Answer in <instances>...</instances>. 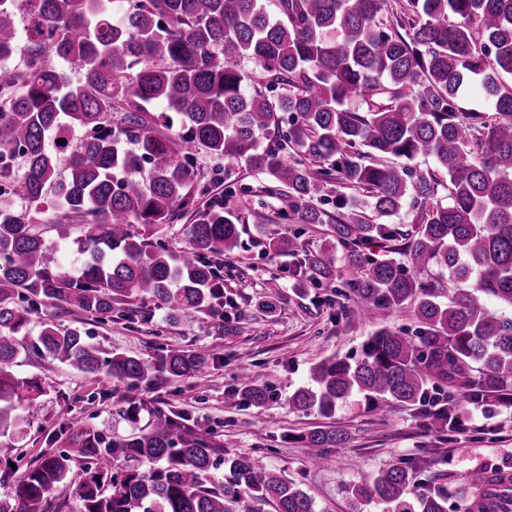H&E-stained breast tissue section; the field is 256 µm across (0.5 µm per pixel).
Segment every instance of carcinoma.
I'll return each instance as SVG.
<instances>
[{"mask_svg":"<svg viewBox=\"0 0 512 512\" xmlns=\"http://www.w3.org/2000/svg\"><path fill=\"white\" fill-rule=\"evenodd\" d=\"M21 2L0 0V58L16 52L20 30L28 42L24 69L0 79V456L23 461L10 440L42 393L38 380L11 370L39 305L99 322L146 320L136 306L145 297L173 322L224 307L213 258L240 248L239 216L202 181L201 151L243 158L271 177L268 193L287 204L282 218L330 225L315 251H303L298 234L270 236L265 248L303 254L296 275L330 290L344 315L369 320L377 308L408 307L417 323L412 335L376 330L354 362H317L315 388L297 390L295 408L327 416L359 392L383 414L390 400L417 404L430 383L477 406L512 395V317L487 306L496 298L512 307V86L502 81L512 76V0H405L390 25V0H276L275 15L267 0H35L33 26ZM50 54L77 63L79 76L61 74ZM242 59L258 71H242ZM470 91L486 111L462 105ZM419 155L434 169L415 168ZM443 177L445 203L437 200ZM20 196L24 210L14 204ZM49 206L83 221L77 266L48 258L36 224ZM406 206L421 215L409 230L391 222ZM186 215L189 248L176 257L153 236ZM378 240L390 257L370 252ZM338 249L361 271L344 289ZM430 268L448 283L412 274ZM34 347L111 377L132 420L134 392L213 369L193 348L131 356L53 322L41 325ZM240 379L231 404L269 399L259 373ZM422 416L441 439L459 425L453 402ZM302 440L318 464L346 434L316 427ZM55 441L59 448L35 463L10 469L14 493L0 498V512H48V495L76 468L79 512H258L254 504L267 502L275 512H315L296 482L257 458L220 456L202 426L172 408L124 438L78 423ZM221 465L230 479L207 484ZM412 470L394 465L353 488V512L373 501L385 512H448V488L411 493ZM466 512H512V474L475 472Z\"/></svg>","mask_w":512,"mask_h":512,"instance_id":"carcinoma-1","label":"carcinoma"}]
</instances>
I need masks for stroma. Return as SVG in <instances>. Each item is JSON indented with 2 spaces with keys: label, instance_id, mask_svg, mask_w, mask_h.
Segmentation results:
<instances>
[{
  "label": "stroma",
  "instance_id": "stroma-1",
  "mask_svg": "<svg viewBox=\"0 0 512 512\" xmlns=\"http://www.w3.org/2000/svg\"><path fill=\"white\" fill-rule=\"evenodd\" d=\"M198 169L213 194H224L228 184L248 187L236 194L232 209L246 219L243 246L220 260L224 274V327L215 329L205 314L195 320L169 323L166 312L153 309L149 327L124 321L105 324L80 313L49 304L33 316L31 334L43 322L77 327L91 343L132 356H153L163 348L184 346L200 350L214 360L211 377L202 383L185 380L140 389V412L128 421L119 412V391L111 378L85 375L52 361L33 349L21 352L13 364L16 376L38 380L44 389L36 416L24 426L21 445L28 461L52 448L53 439L71 418H80L107 435L126 436L148 429L154 410L174 408L207 427L211 439L229 453L261 456L272 470L284 472L313 499L316 512H351L349 488L366 484L392 465L416 463L415 490L440 485L452 495L448 512H464L463 488L474 471L491 464L512 466V404L491 402L469 406L450 441L439 440L423 425L419 407L390 403L387 416L369 409L360 395L336 407L332 416L293 408L289 399L309 386V371L322 359L359 356L363 345L380 328L414 330L409 309H378L371 321L349 320L337 305L323 301L320 289H297L296 257L266 255L264 239L248 216L263 207L269 230L300 233L305 249L319 248L329 232L325 224L297 226L280 216L283 201L277 196L256 197V189L269 184L268 176L251 170L246 161L231 167L198 155ZM40 226L55 262L75 264L81 237L79 219L57 227L56 211H46ZM263 375L271 398L263 406H231L229 392L239 386L242 369ZM317 426L344 430L347 445L328 449L319 466H312L303 434Z\"/></svg>",
  "mask_w": 512,
  "mask_h": 512
}]
</instances>
